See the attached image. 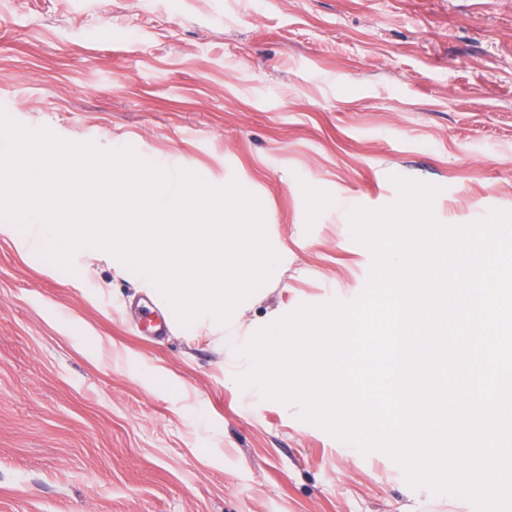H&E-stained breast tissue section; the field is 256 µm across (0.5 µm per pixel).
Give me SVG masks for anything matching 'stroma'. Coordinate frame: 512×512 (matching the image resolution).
I'll return each mask as SVG.
<instances>
[{
	"mask_svg": "<svg viewBox=\"0 0 512 512\" xmlns=\"http://www.w3.org/2000/svg\"><path fill=\"white\" fill-rule=\"evenodd\" d=\"M0 108L256 195L280 256L241 305L258 329L360 294L348 212L392 176L439 186L446 225L512 210V0H0ZM74 266L0 237V512H474Z\"/></svg>",
	"mask_w": 512,
	"mask_h": 512,
	"instance_id": "obj_1",
	"label": "stroma"
}]
</instances>
